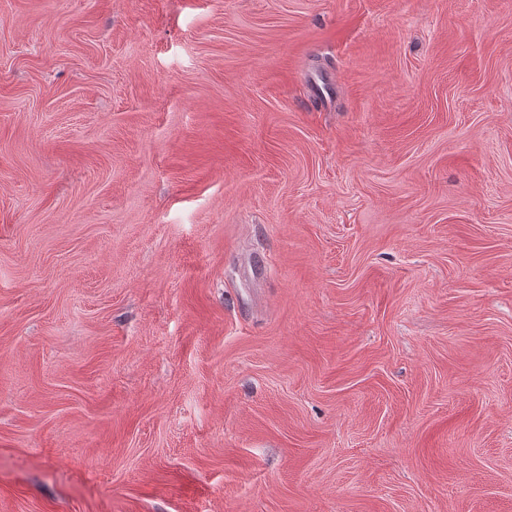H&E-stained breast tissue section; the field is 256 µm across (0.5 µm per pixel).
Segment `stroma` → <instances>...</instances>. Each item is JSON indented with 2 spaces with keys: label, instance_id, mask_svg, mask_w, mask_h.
Returning a JSON list of instances; mask_svg holds the SVG:
<instances>
[{
  "label": "stroma",
  "instance_id": "stroma-1",
  "mask_svg": "<svg viewBox=\"0 0 512 512\" xmlns=\"http://www.w3.org/2000/svg\"><path fill=\"white\" fill-rule=\"evenodd\" d=\"M0 512H512V0H0Z\"/></svg>",
  "mask_w": 512,
  "mask_h": 512
}]
</instances>
